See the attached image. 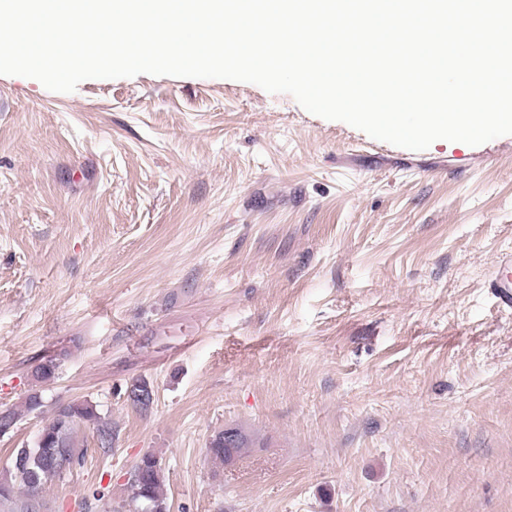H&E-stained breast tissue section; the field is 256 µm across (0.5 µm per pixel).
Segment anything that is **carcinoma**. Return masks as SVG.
<instances>
[{"mask_svg": "<svg viewBox=\"0 0 512 512\" xmlns=\"http://www.w3.org/2000/svg\"><path fill=\"white\" fill-rule=\"evenodd\" d=\"M60 367L55 358L39 362L32 376L38 382L52 380ZM135 390L147 393V399H129V403L140 412L148 411L154 400V390L144 378L131 383ZM91 425L96 431L99 447L112 445V426L85 401H71L58 404L47 423L42 427L33 445L14 451L12 468L0 477V506H8L7 512H43L46 506L45 492L65 473L60 462L73 461L79 464L87 449L77 439L82 425ZM237 439L233 446L224 445L222 429L214 433L208 442L210 458L219 464H229L244 448L254 445L253 439L241 428H236ZM126 497L116 512H170L164 490V473L157 456L144 453L131 467L125 487Z\"/></svg>", "mask_w": 512, "mask_h": 512, "instance_id": "cac0c4a2", "label": "carcinoma"}]
</instances>
